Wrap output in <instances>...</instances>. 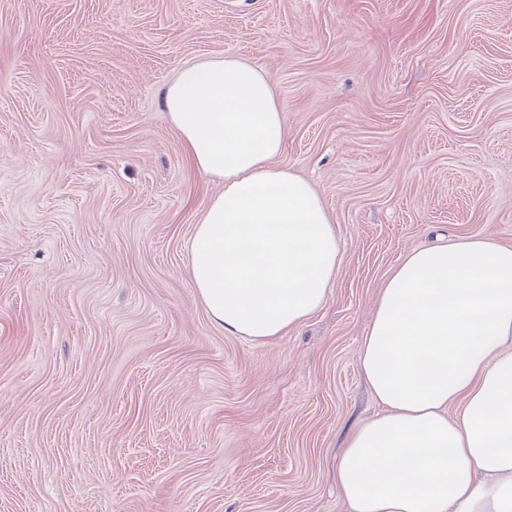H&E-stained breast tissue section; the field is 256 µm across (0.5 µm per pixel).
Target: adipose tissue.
<instances>
[{
  "instance_id": "obj_1",
  "label": "adipose tissue",
  "mask_w": 512,
  "mask_h": 512,
  "mask_svg": "<svg viewBox=\"0 0 512 512\" xmlns=\"http://www.w3.org/2000/svg\"><path fill=\"white\" fill-rule=\"evenodd\" d=\"M163 102L193 165L224 184L189 248L212 323L258 342L303 324L332 294L340 244L318 191L277 163L288 127L272 80L244 58H207ZM360 367L380 410L336 467L351 512H512V246L407 252Z\"/></svg>"
}]
</instances>
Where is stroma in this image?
I'll return each mask as SVG.
<instances>
[{"label":"stroma","instance_id":"stroma-1","mask_svg":"<svg viewBox=\"0 0 512 512\" xmlns=\"http://www.w3.org/2000/svg\"><path fill=\"white\" fill-rule=\"evenodd\" d=\"M224 55L272 79L277 163L342 247L326 306L263 343L197 297L224 185L161 102ZM469 235L512 246V0H0V512H349L380 291Z\"/></svg>","mask_w":512,"mask_h":512}]
</instances>
